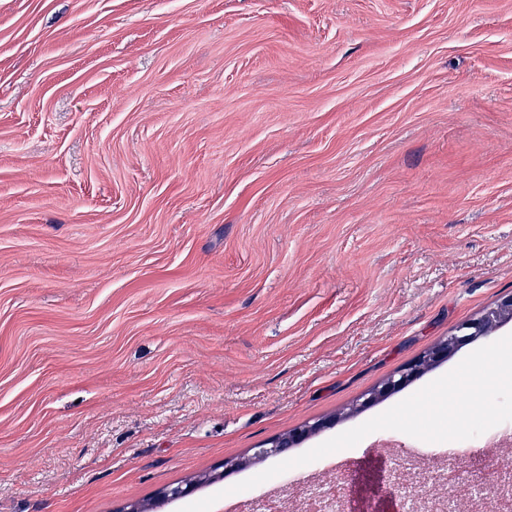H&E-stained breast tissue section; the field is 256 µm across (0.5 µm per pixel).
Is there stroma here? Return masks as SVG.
<instances>
[{"instance_id":"obj_1","label":"stroma","mask_w":512,"mask_h":512,"mask_svg":"<svg viewBox=\"0 0 512 512\" xmlns=\"http://www.w3.org/2000/svg\"><path fill=\"white\" fill-rule=\"evenodd\" d=\"M512 294V0H0V512L278 464ZM380 430L257 493L395 512ZM246 462L224 474L225 462ZM335 419L323 420L312 425L297 427L288 432L285 437H280L273 441L269 448H256L254 456L256 458L265 459L271 456H278L288 453L290 448L295 447L302 441L306 440L316 429H323L334 426ZM308 500L318 498L322 503V507L318 512H343L342 495L329 486H313L307 489Z\"/></svg>"}]
</instances>
